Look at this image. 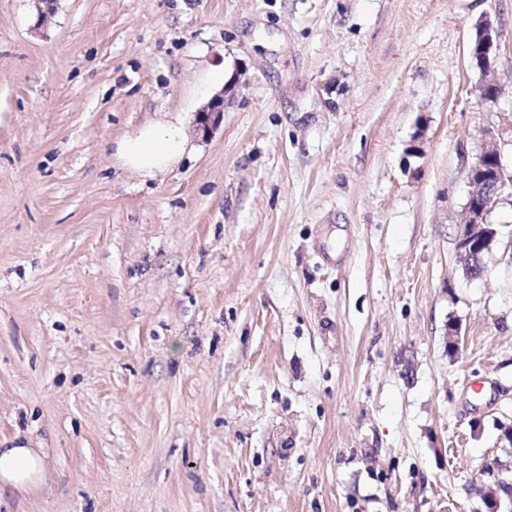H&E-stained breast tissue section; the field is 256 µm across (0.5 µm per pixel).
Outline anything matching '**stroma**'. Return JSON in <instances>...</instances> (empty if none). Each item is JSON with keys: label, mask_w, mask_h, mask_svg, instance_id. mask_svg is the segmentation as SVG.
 <instances>
[{"label": "stroma", "mask_w": 512, "mask_h": 512, "mask_svg": "<svg viewBox=\"0 0 512 512\" xmlns=\"http://www.w3.org/2000/svg\"><path fill=\"white\" fill-rule=\"evenodd\" d=\"M176 112L192 153L125 167ZM495 142L512 0H0V448L45 467L0 512H489L512 197L484 278L456 243ZM475 38L481 42L488 56L496 57L501 31L498 22L491 16H485L475 27ZM237 85L233 77L224 84L223 89L214 95L209 102L197 112L196 130L203 138L212 137L219 130L224 121V101L230 96ZM115 152L125 166L142 177L153 178L189 153V140L177 115L165 122L139 126L115 142Z\"/></svg>", "instance_id": "stroma-1"}]
</instances>
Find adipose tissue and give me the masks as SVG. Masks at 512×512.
<instances>
[{"label":"adipose tissue","instance_id":"adipose-tissue-1","mask_svg":"<svg viewBox=\"0 0 512 512\" xmlns=\"http://www.w3.org/2000/svg\"><path fill=\"white\" fill-rule=\"evenodd\" d=\"M115 152L125 166L152 178L178 164L189 152L180 118L147 123L118 139ZM44 478L43 459L32 448H0V489H30Z\"/></svg>","mask_w":512,"mask_h":512}]
</instances>
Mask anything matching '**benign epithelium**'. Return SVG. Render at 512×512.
I'll list each match as a JSON object with an SVG mask.
<instances>
[{
    "mask_svg": "<svg viewBox=\"0 0 512 512\" xmlns=\"http://www.w3.org/2000/svg\"><path fill=\"white\" fill-rule=\"evenodd\" d=\"M475 38L489 56H496L501 38L498 22L486 16L475 27ZM237 85L232 78L223 89L197 112L196 130L204 138L212 136L224 121V101ZM467 220L457 237V251L462 261L472 263V272L479 279L486 275V265L480 263L484 252L492 249L499 231L488 222L489 212L499 203L502 195L512 188V174H507L497 145L483 149L468 167Z\"/></svg>",
    "mask_w": 512,
    "mask_h": 512,
    "instance_id": "7a95c632",
    "label": "benign epithelium"
}]
</instances>
